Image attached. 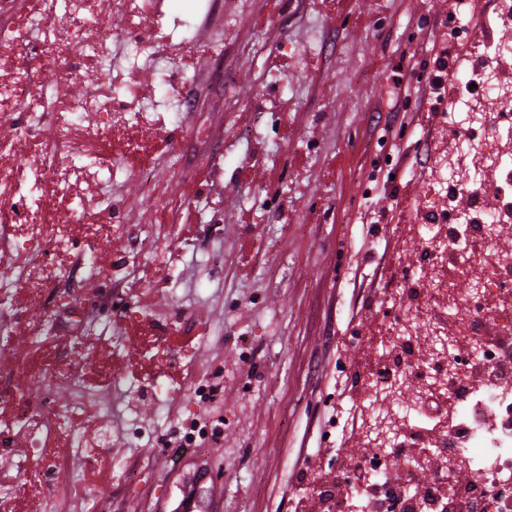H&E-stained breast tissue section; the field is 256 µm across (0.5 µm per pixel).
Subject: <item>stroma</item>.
<instances>
[{"mask_svg":"<svg viewBox=\"0 0 512 512\" xmlns=\"http://www.w3.org/2000/svg\"><path fill=\"white\" fill-rule=\"evenodd\" d=\"M7 1L0 26L23 41L0 72L51 75L33 87L34 111L107 81L128 111L155 103L139 127L92 140L123 169L111 187L48 184L45 222L66 220L77 195L83 218L118 219L155 254L125 267L131 240L73 224V251L99 256L93 271L38 292L16 279L18 254L0 257L11 302L0 313L11 332L0 346V512H174L201 464L212 474L201 512H319L306 487L322 449L367 446L350 412L370 420L418 393L406 383L378 400L369 372L383 339L418 337L419 367L432 358V338L397 304L406 287L439 288L416 226L442 200L436 161L461 144L431 109L422 65L461 54L447 35L456 0H230L231 15L229 0H156L163 35L150 62L112 74L84 56L42 57L26 19L47 0ZM181 97L189 108L170 109ZM48 133L0 120L18 187ZM132 137L141 150L124 154ZM217 367L221 388L201 401L187 381L211 382ZM37 388L79 403L81 442L44 435V412L17 417ZM218 415L220 436L180 448L186 423ZM53 466L63 478L30 495L26 475Z\"/></svg>","mask_w":512,"mask_h":512,"instance_id":"stroma-1","label":"stroma"}]
</instances>
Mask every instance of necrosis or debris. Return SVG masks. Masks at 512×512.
<instances>
[{"instance_id":"1","label":"necrosis or debris","mask_w":512,"mask_h":512,"mask_svg":"<svg viewBox=\"0 0 512 512\" xmlns=\"http://www.w3.org/2000/svg\"><path fill=\"white\" fill-rule=\"evenodd\" d=\"M144 3L112 0L113 10L128 18L131 33L113 34L108 41L99 39L98 34L109 29V19L93 10L92 0L66 4V14L75 21L66 39L57 36L59 22L52 5L31 19L30 29L43 37L42 54L53 53L63 41L87 50L102 69H112L119 57L132 67L148 49L147 40L140 35L150 22ZM455 27L481 59L464 82L448 90L449 98L468 106L494 91L491 76L496 63L512 57V37L485 43L478 41L464 19H456ZM108 109L117 122H125L121 101L98 92L49 115L24 114L27 128L46 126L51 130L49 148L38 152L30 163L33 179L24 193L18 191L8 167L12 145L9 140L0 141V201L27 216L22 226L0 225V253L13 249L16 235H23L29 249L30 287L45 286L42 258L62 248L67 239L66 226H57L50 235L43 224L29 218L40 201L43 185L56 179L53 159L67 156L75 178L89 176L97 161L83 128L91 123L94 113ZM481 155L488 174L483 192L471 199L469 221L449 223V213L457 209L453 200L444 207L428 205L424 212L425 229L433 231L436 242L446 245L445 250L428 252L439 272H447L449 257L458 254L466 262L486 266L489 276L466 297L457 296L449 285L442 290L441 305L464 312L466 337H437L442 350L434 354L428 366L427 382L418 401L404 410L405 421L421 434L422 446L397 456L376 448L355 466L343 465L335 456L325 457L324 468L337 472L341 480L332 490L334 498L370 501L373 512H450L452 502L464 497L474 503V512H512V252L498 243L501 230L512 226V152L504 153L498 143L487 142ZM417 349L414 337L390 340L372 373L378 392L393 391L392 376L412 367ZM447 400L453 403L448 421L432 422L431 403ZM415 460L433 469L431 480L422 489L411 488L405 480ZM457 463L472 473L469 484L456 481L453 466Z\"/></svg>"}]
</instances>
